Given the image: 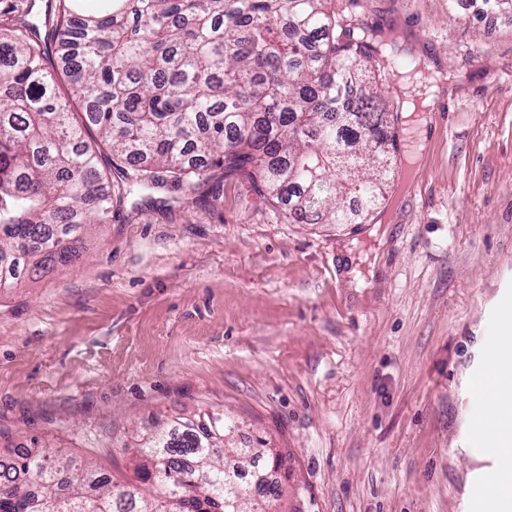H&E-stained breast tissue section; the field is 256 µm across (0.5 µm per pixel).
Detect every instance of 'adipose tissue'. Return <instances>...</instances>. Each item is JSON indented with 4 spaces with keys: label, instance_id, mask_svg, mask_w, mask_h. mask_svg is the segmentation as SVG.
Here are the masks:
<instances>
[{
    "label": "adipose tissue",
    "instance_id": "obj_1",
    "mask_svg": "<svg viewBox=\"0 0 512 512\" xmlns=\"http://www.w3.org/2000/svg\"><path fill=\"white\" fill-rule=\"evenodd\" d=\"M487 373L490 383L480 385L476 393L496 424L499 437L507 441L491 479L493 487L501 491L493 507L495 512H512V336L501 340L488 362Z\"/></svg>",
    "mask_w": 512,
    "mask_h": 512
}]
</instances>
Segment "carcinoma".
Instances as JSON below:
<instances>
[{
    "label": "carcinoma",
    "instance_id": "carcinoma-1",
    "mask_svg": "<svg viewBox=\"0 0 512 512\" xmlns=\"http://www.w3.org/2000/svg\"><path fill=\"white\" fill-rule=\"evenodd\" d=\"M364 0H0V285L67 261L134 188L201 200L241 179L290 224H365L387 199L402 49ZM200 409L143 436L139 481L33 439L0 460V512H245L282 455L224 463ZM232 472L236 485L225 483Z\"/></svg>",
    "mask_w": 512,
    "mask_h": 512
}]
</instances>
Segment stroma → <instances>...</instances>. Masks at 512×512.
<instances>
[{"mask_svg": "<svg viewBox=\"0 0 512 512\" xmlns=\"http://www.w3.org/2000/svg\"><path fill=\"white\" fill-rule=\"evenodd\" d=\"M371 0L429 71L418 166L365 224H291L247 184L157 193L0 290V459L30 438L135 482L136 437L203 405L288 471L274 512H487L474 374L512 303V16Z\"/></svg>", "mask_w": 512, "mask_h": 512, "instance_id": "1", "label": "stroma"}]
</instances>
